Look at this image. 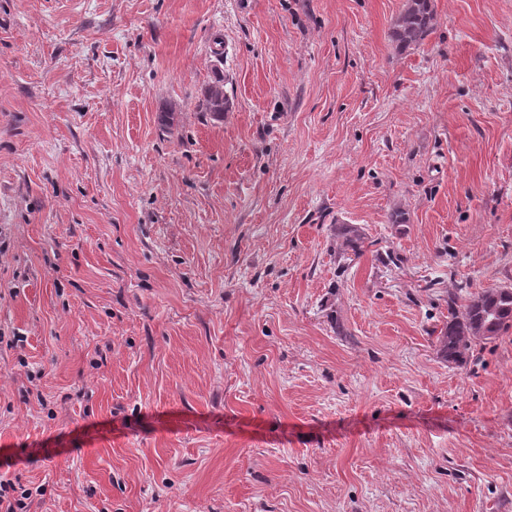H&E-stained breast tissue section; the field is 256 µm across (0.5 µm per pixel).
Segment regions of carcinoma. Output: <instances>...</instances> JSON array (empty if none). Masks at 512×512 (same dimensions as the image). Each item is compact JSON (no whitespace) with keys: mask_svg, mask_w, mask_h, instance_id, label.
Returning <instances> with one entry per match:
<instances>
[{"mask_svg":"<svg viewBox=\"0 0 512 512\" xmlns=\"http://www.w3.org/2000/svg\"><path fill=\"white\" fill-rule=\"evenodd\" d=\"M435 21L431 0H406L394 28V39L402 48L416 46L427 36ZM203 106L216 117L226 110L223 79L208 88ZM512 328V287L487 288L472 294L467 303L448 299V325L438 337L442 355L451 363L466 361L472 347L494 342Z\"/></svg>","mask_w":512,"mask_h":512,"instance_id":"1","label":"carcinoma"}]
</instances>
